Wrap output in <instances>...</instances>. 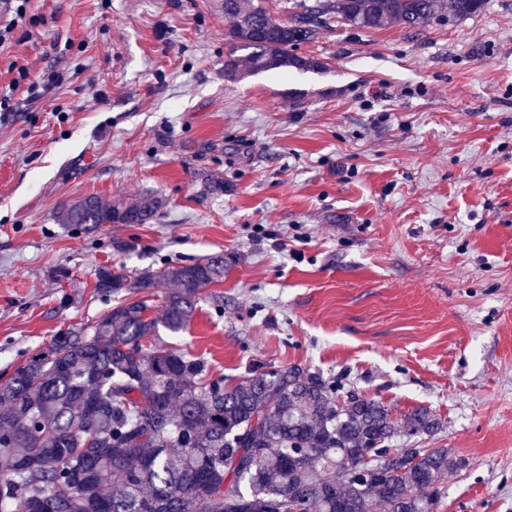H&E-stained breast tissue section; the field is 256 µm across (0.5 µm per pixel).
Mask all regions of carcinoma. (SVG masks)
<instances>
[{
    "label": "carcinoma",
    "mask_w": 512,
    "mask_h": 512,
    "mask_svg": "<svg viewBox=\"0 0 512 512\" xmlns=\"http://www.w3.org/2000/svg\"><path fill=\"white\" fill-rule=\"evenodd\" d=\"M485 0H293L288 17L265 0H224V71L240 52L255 71L311 69L295 54L333 18L383 29L460 20ZM162 201L146 195L62 205L59 223L92 230L146 224ZM229 262L207 256L135 275L102 267L96 288L117 303L95 324L57 333L0 383V512H264L297 500L302 512H435L444 479L464 467L431 436L427 407L399 418L383 401L297 366L226 386L202 359L143 339L157 325L185 330L204 288ZM163 312L148 317L155 289Z\"/></svg>",
    "instance_id": "1"
}]
</instances>
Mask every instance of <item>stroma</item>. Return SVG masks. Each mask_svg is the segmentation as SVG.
I'll return each instance as SVG.
<instances>
[{
	"mask_svg": "<svg viewBox=\"0 0 512 512\" xmlns=\"http://www.w3.org/2000/svg\"><path fill=\"white\" fill-rule=\"evenodd\" d=\"M0 48L58 86L0 126V381L112 306L128 274L231 265L180 334L232 385L299 365L440 422L423 448L465 466L437 512H512V0L366 29L334 22L317 68L224 75V0H32ZM223 183L220 192L213 183ZM164 208L147 224H59L95 195ZM132 242L129 250L117 249Z\"/></svg>",
	"mask_w": 512,
	"mask_h": 512,
	"instance_id": "stroma-1",
	"label": "stroma"
}]
</instances>
